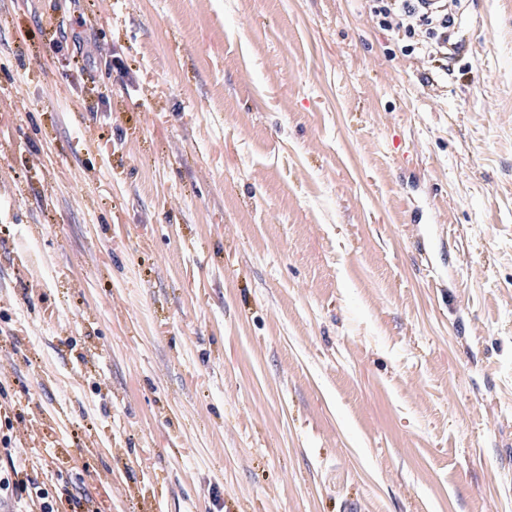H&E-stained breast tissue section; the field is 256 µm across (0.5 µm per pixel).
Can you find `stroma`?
Listing matches in <instances>:
<instances>
[{
    "instance_id": "stroma-1",
    "label": "stroma",
    "mask_w": 512,
    "mask_h": 512,
    "mask_svg": "<svg viewBox=\"0 0 512 512\" xmlns=\"http://www.w3.org/2000/svg\"><path fill=\"white\" fill-rule=\"evenodd\" d=\"M0 0V435L90 512H512V0ZM377 2H386L377 6L374 10L376 15L382 16L380 25L383 27H390L387 19L391 15H394L397 19L396 27L404 28L405 32L409 34H412L414 23L416 24L418 21L426 23L428 26L432 25L429 30L433 42L422 45L424 48H421V50L439 64L437 68L445 73L450 71L449 63L454 59L458 46L456 42H453L451 34V29L455 24L454 17L449 16L447 10L431 18L417 12L415 6L417 0H381Z\"/></svg>"
}]
</instances>
